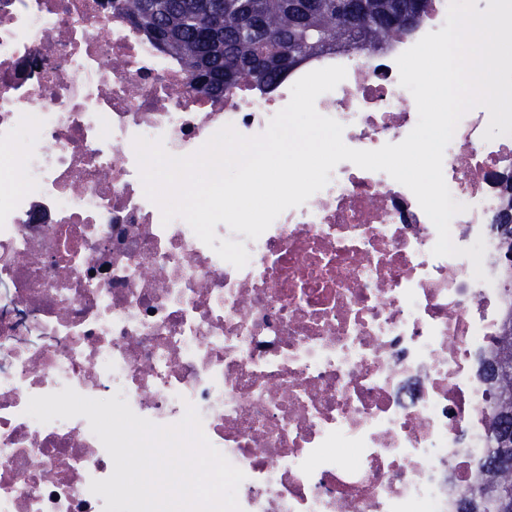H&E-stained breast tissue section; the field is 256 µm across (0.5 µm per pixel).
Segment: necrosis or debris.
I'll return each mask as SVG.
<instances>
[{
    "label": "necrosis or debris",
    "instance_id": "obj_1",
    "mask_svg": "<svg viewBox=\"0 0 512 512\" xmlns=\"http://www.w3.org/2000/svg\"><path fill=\"white\" fill-rule=\"evenodd\" d=\"M429 0L373 57L339 48L272 86L213 98L114 0H0V159L23 152V189L0 192V512H103L91 480L113 461L86 418L41 423L30 397L73 388L159 425L194 407L245 474L243 512H457L481 482L492 391L483 364L512 289L489 230L512 176V136L460 121L443 160L455 245L484 238L485 279L436 257L414 194L339 163L301 206L246 240L243 268L182 218L163 222L134 139L189 155L221 127L265 131L308 72L347 70L317 111L375 150L415 127L397 57L438 31Z\"/></svg>",
    "mask_w": 512,
    "mask_h": 512
}]
</instances>
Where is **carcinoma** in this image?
<instances>
[{
  "mask_svg": "<svg viewBox=\"0 0 512 512\" xmlns=\"http://www.w3.org/2000/svg\"><path fill=\"white\" fill-rule=\"evenodd\" d=\"M427 0H118V8L158 48L179 57L195 87L221 97L255 82L275 84L303 61L336 47L375 55L411 32ZM408 15V26L397 23ZM512 488V473L485 479Z\"/></svg>",
  "mask_w": 512,
  "mask_h": 512,
  "instance_id": "cac0c4a2",
  "label": "carcinoma"
}]
</instances>
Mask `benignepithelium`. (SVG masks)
Masks as SVG:
<instances>
[{
	"label": "benign epithelium",
	"instance_id": "1",
	"mask_svg": "<svg viewBox=\"0 0 512 512\" xmlns=\"http://www.w3.org/2000/svg\"><path fill=\"white\" fill-rule=\"evenodd\" d=\"M492 232L499 239L512 237L511 209H504L496 216ZM510 373L512 361L503 356L495 358L486 366L488 379L496 384L500 404L497 418L490 424L497 453L487 460V466L500 474L512 472V391L502 387L503 380Z\"/></svg>",
	"mask_w": 512,
	"mask_h": 512
}]
</instances>
